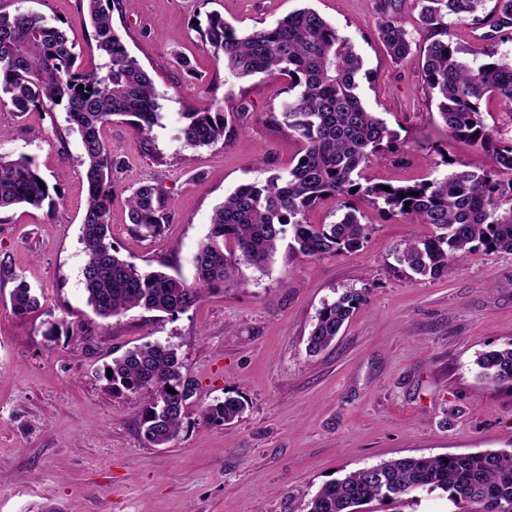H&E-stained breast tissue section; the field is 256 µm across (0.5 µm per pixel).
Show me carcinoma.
Wrapping results in <instances>:
<instances>
[{"mask_svg": "<svg viewBox=\"0 0 512 512\" xmlns=\"http://www.w3.org/2000/svg\"><path fill=\"white\" fill-rule=\"evenodd\" d=\"M96 49L105 62L84 69L64 30L33 12L0 13V105L13 112H52L62 107L83 144L86 205L82 241L87 304L101 318L140 308L176 317L206 293L224 287L241 265L262 268L278 244L308 258L358 251L368 234L355 206L366 201L391 218L429 224L433 233L407 240L395 260L414 274L437 278L451 262L475 248L512 255V140L503 141L484 121L481 103L498 97L512 105V62L481 44L461 39L451 19L469 17L489 26L484 41H512V0H412L430 43L421 49L423 80L437 96L448 136L486 151L491 166L482 173L455 169L441 178L390 186L363 180L361 172L379 157L395 134L359 94L363 59L351 39L312 8L294 10L276 24L241 34L215 12L200 30L202 42L234 79L288 78L292 98L281 113L303 147L297 161L264 181L239 185L217 206L210 231L191 258L187 280L162 271L143 270L122 259L112 244L109 222L112 172L119 167L102 133L124 117L146 142L159 123L152 77L130 54L113 28L112 12L133 0H84ZM403 0H378V35L390 57L412 52L401 18ZM468 55L485 57L478 67ZM228 119L213 105L181 113L177 139L188 149L212 146L225 137ZM509 176L508 181L500 175ZM415 195H410V192ZM327 198L340 215L330 224H313L310 212ZM410 209H404L405 202ZM53 205L46 180L25 156L0 155V209L15 205ZM129 223L153 237L170 223L154 185L142 184L129 200ZM10 300L18 315L42 307L22 279ZM363 300L348 289L318 311L307 348L315 355L331 345ZM480 377L512 388V343L477 358ZM174 345L146 342L112 358L104 369L115 392L146 397L141 437L150 447H165L179 435L182 416L196 387L184 377ZM174 389L171 394L168 389ZM245 403L228 396L201 406L206 423L230 424ZM440 489L469 512H512V451H481L447 457H404L369 465L324 484L307 502L306 512H360L373 501L398 502L422 490Z\"/></svg>", "mask_w": 512, "mask_h": 512, "instance_id": "obj_1", "label": "carcinoma"}]
</instances>
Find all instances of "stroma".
I'll list each match as a JSON object with an SVG mask.
<instances>
[{"mask_svg":"<svg viewBox=\"0 0 512 512\" xmlns=\"http://www.w3.org/2000/svg\"><path fill=\"white\" fill-rule=\"evenodd\" d=\"M319 12L364 61L360 93L397 135L365 172L409 184L451 169L481 172L486 152L449 139L437 98L422 80L428 33L411 0L402 14L417 50L392 60L376 29L377 0H133L113 26L152 76L162 115L151 142L122 118L103 131L123 163L112 176V242L138 267L192 277L188 263L214 209L243 183L265 180L301 149L280 123L288 81L237 80L215 62L199 28L220 12L240 31L274 25L296 9ZM42 15L64 29L82 67L99 64L82 0H0V11ZM250 104L244 132L197 150L176 140L180 115L216 103ZM0 155L26 156L50 186V208L0 211V512H306L325 482L406 456L512 450V388L478 377L477 357L512 342V255L477 250L437 279L399 266L396 246L430 226L383 217L362 205L370 233L354 253L321 258L280 242L264 268L178 317L134 309L109 319L86 304L81 239L83 148L62 108L24 114L0 106ZM155 185L171 216L155 237L127 218V200ZM23 278L44 297L15 315ZM349 288L363 302L336 340L313 355L307 340L324 302ZM66 333L51 337V323ZM174 344L197 395L171 446L140 435L144 398L108 388L98 371L143 343ZM246 404L233 423L206 424L204 402ZM364 512H455L442 491H422Z\"/></svg>","mask_w":512,"mask_h":512,"instance_id":"1","label":"stroma"}]
</instances>
